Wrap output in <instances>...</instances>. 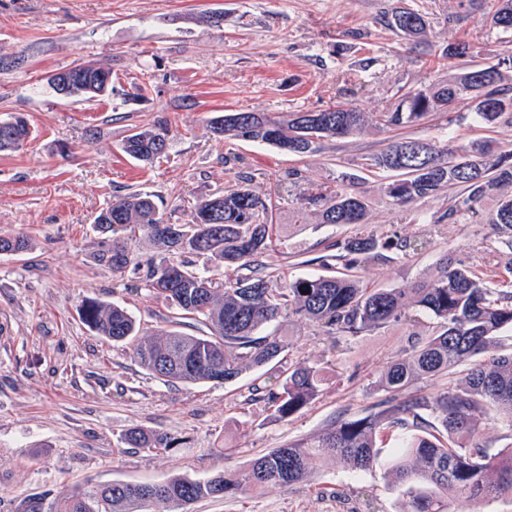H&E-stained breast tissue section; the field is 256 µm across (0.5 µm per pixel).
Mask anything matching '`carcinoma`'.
<instances>
[{
  "instance_id": "cac0c4a2",
  "label": "carcinoma",
  "mask_w": 512,
  "mask_h": 512,
  "mask_svg": "<svg viewBox=\"0 0 512 512\" xmlns=\"http://www.w3.org/2000/svg\"><path fill=\"white\" fill-rule=\"evenodd\" d=\"M491 23L512 32V0H497ZM425 14L402 9L392 28L405 41L426 30ZM466 40L448 44L441 56H470ZM512 71V56L488 66L475 65L448 79L399 95L385 112L368 115L347 102L317 111L269 116L259 112H226L210 121L212 131L226 139L267 144L294 155L312 153L325 138H344L373 127L394 133L388 147L371 158L374 169L394 173L383 184L392 204L408 208L455 189L448 207L424 223L440 231L474 216L512 232V152L495 154L493 142L474 139L469 145L437 146L406 137L400 131L427 120L434 112H451L469 101L475 119L491 127L512 125V94L504 87V71ZM70 77L73 99L91 101L112 91L99 74L112 77L97 63L63 70ZM30 135L28 121L13 115L0 121V151L14 150ZM169 122L156 117L133 128L123 143L129 157L149 164L166 154ZM293 218L314 213L319 223H366L369 201L364 193L340 182L336 186L311 184L288 199ZM271 199L256 194L249 180L216 191L190 207L187 219L171 223L152 196L140 191L115 199L95 217L93 228L103 235L97 262L115 276L132 275L163 300L168 309L204 325L197 336L165 328L149 340L138 338L136 320L118 304L87 301L82 318L96 334L133 344L137 362L158 378L180 383H227L246 368L279 364L288 350L282 336L263 329L288 312L307 318L326 335L357 336L362 332L403 324L418 311L432 321L431 332L409 342L405 354L389 362L375 384L385 398L362 417L342 419L326 431L305 440L274 448L239 469L206 479L173 478L160 484L114 483L90 496L75 488L66 494L60 512H185L207 497L254 492L271 484L293 485L307 480L317 465L333 453L357 472L384 465L399 483L415 488L399 512H458L475 499L512 496V444L490 450L480 439L481 420L498 416L512 434V351H499V334L512 329V287L495 283L446 257L436 274L410 288H366L361 268L383 252L416 251L423 238L382 240L357 233L330 245L319 257L329 274L295 278L278 284L265 258L273 250ZM143 234L155 254L140 260L127 237ZM29 242L0 237V253H22ZM203 256L212 267L195 268L172 255ZM238 271L219 277V268ZM465 366L467 373L448 390L437 394L411 391L430 377L451 375ZM321 378L304 363L279 371L267 400L277 416L288 420L319 394ZM393 441L395 453L381 462L379 445ZM131 448H168L170 442L139 429L125 434Z\"/></svg>"
}]
</instances>
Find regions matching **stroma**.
Returning a JSON list of instances; mask_svg holds the SVG:
<instances>
[{
    "instance_id": "stroma-1",
    "label": "stroma",
    "mask_w": 512,
    "mask_h": 512,
    "mask_svg": "<svg viewBox=\"0 0 512 512\" xmlns=\"http://www.w3.org/2000/svg\"><path fill=\"white\" fill-rule=\"evenodd\" d=\"M422 10L424 40L443 49L468 39L470 57L457 68L512 55V33L483 22L491 0H0V118L20 114L31 135L19 150L0 152V236H25L27 251L0 254V512H57L72 488L94 493L125 482L204 479L313 436L339 419L367 414L382 397L373 382L401 356L409 334L428 331L426 317L403 327L331 341L323 329L292 314L275 322L288 339V359L314 367L321 391L290 420L254 398V386L276 365L243 371L234 381L170 384L141 367L127 342L96 335L83 322L85 301L118 303L143 338L166 327L165 305L134 279L98 265L101 209L132 191L152 195L163 213L183 208L248 175L277 205L280 228L269 261L283 280L322 274L328 245L356 233L414 241L424 216L447 206V195L404 214L385 196L387 172L369 173V159L387 132L321 140L295 156L265 144L225 141L210 129L227 112L282 114L350 102L385 111L398 90L447 78L448 62L404 46L389 22L396 6ZM223 13L221 25L209 15ZM93 61L113 75L102 100L58 97L51 77ZM147 84L148 97L138 87ZM470 103L437 112L407 135L462 146L488 137L512 151V127L476 126ZM171 123L166 156L142 164L122 151L133 126L154 116ZM302 184L343 179L372 200L366 224L331 225L308 215L288 222L289 169ZM504 238L488 224H452L421 250L390 253L366 264L370 288H406L452 256L473 270L512 284V267L497 255ZM173 440L159 451L129 448L131 428ZM404 486L384 469L352 471L327 457L302 484L255 494L203 498L190 512H399Z\"/></svg>"
}]
</instances>
